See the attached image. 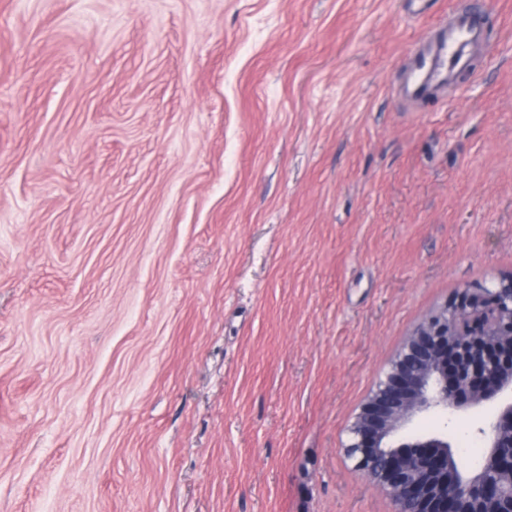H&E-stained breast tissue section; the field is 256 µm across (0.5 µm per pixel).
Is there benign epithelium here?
I'll return each mask as SVG.
<instances>
[{
  "mask_svg": "<svg viewBox=\"0 0 512 512\" xmlns=\"http://www.w3.org/2000/svg\"><path fill=\"white\" fill-rule=\"evenodd\" d=\"M494 400L477 428L484 455L473 473L446 433L391 442L419 414ZM347 455L397 512H512V277L461 289L414 330L351 427Z\"/></svg>",
  "mask_w": 512,
  "mask_h": 512,
  "instance_id": "benign-epithelium-1",
  "label": "benign epithelium"
}]
</instances>
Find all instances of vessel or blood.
<instances>
[{
  "instance_id": "1",
  "label": "vessel or blood",
  "mask_w": 512,
  "mask_h": 512,
  "mask_svg": "<svg viewBox=\"0 0 512 512\" xmlns=\"http://www.w3.org/2000/svg\"><path fill=\"white\" fill-rule=\"evenodd\" d=\"M488 33L481 10L455 11L432 38L414 44L400 94L410 100L433 98L441 89L475 70V53L486 48Z\"/></svg>"
}]
</instances>
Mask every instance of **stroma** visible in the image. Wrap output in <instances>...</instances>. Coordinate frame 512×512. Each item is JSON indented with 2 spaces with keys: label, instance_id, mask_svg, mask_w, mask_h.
<instances>
[{
  "label": "stroma",
  "instance_id": "stroma-1",
  "mask_svg": "<svg viewBox=\"0 0 512 512\" xmlns=\"http://www.w3.org/2000/svg\"><path fill=\"white\" fill-rule=\"evenodd\" d=\"M467 2L0 0V512H395L347 429L512 274V0L391 92ZM488 33L482 10L463 8L436 28L432 38L414 44L400 94L410 100L433 98L441 89L475 71V53L485 49Z\"/></svg>",
  "mask_w": 512,
  "mask_h": 512
}]
</instances>
